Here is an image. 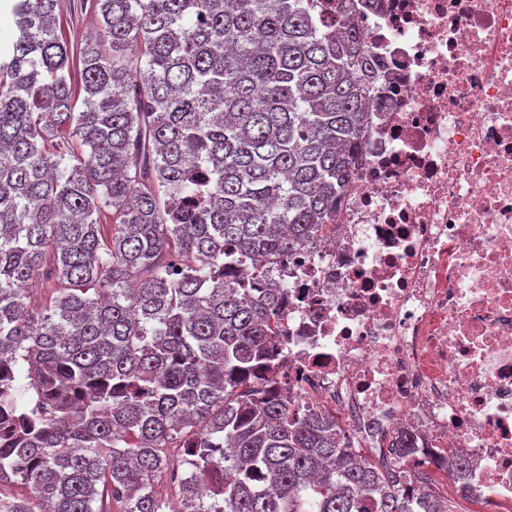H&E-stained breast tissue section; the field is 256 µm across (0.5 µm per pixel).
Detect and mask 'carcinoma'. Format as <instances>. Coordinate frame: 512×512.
Returning <instances> with one entry per match:
<instances>
[{"label":"carcinoma","mask_w":512,"mask_h":512,"mask_svg":"<svg viewBox=\"0 0 512 512\" xmlns=\"http://www.w3.org/2000/svg\"><path fill=\"white\" fill-rule=\"evenodd\" d=\"M56 4L9 0L0 52V512H166L185 464L188 512H454L411 437L383 467L264 390L270 265L363 145L351 0H91L71 41Z\"/></svg>","instance_id":"obj_1"}]
</instances>
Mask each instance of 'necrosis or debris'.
Returning a JSON list of instances; mask_svg holds the SVG:
<instances>
[{
	"instance_id": "4bbe7bcc",
	"label": "necrosis or debris",
	"mask_w": 512,
	"mask_h": 512,
	"mask_svg": "<svg viewBox=\"0 0 512 512\" xmlns=\"http://www.w3.org/2000/svg\"><path fill=\"white\" fill-rule=\"evenodd\" d=\"M378 63L363 147L329 223L271 269L276 374L341 411L348 442L471 460L512 502V0H354Z\"/></svg>"
}]
</instances>
